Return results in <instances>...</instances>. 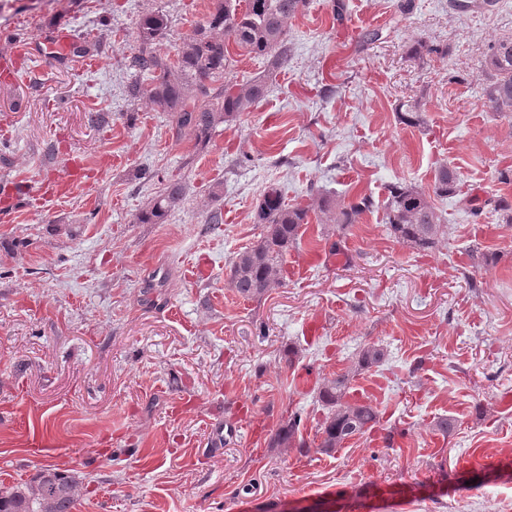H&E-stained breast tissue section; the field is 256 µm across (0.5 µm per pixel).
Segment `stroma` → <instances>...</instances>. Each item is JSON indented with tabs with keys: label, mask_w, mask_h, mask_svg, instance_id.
<instances>
[{
	"label": "stroma",
	"mask_w": 512,
	"mask_h": 512,
	"mask_svg": "<svg viewBox=\"0 0 512 512\" xmlns=\"http://www.w3.org/2000/svg\"><path fill=\"white\" fill-rule=\"evenodd\" d=\"M402 2L307 0L277 70L233 50L229 80L265 75L269 89L202 146L127 90L139 20L166 16L154 50L173 60L212 0H0V60L62 31L98 62L86 72L46 55L0 81V189L64 177L70 155L100 171L0 223V487L54 468L84 486L74 512H512V224L433 193L447 165L461 195L512 197V112L483 96L489 46L512 39V0L482 13ZM173 179L179 208L139 223ZM396 183L429 195L435 248L391 235ZM271 187L292 205L362 192L373 207L339 256L303 225L285 260L308 275L247 300L226 269L260 239ZM215 209L223 223H210ZM201 252L210 272L187 281ZM373 344L384 359L354 388L405 428L401 448L374 433L330 454L269 447L293 413L313 437L319 387ZM240 401L260 436L238 421ZM444 415L457 420L445 438L432 429ZM24 421L49 434L45 454L29 455ZM476 448L505 463L502 479L468 483L458 460ZM413 482L436 497L398 494Z\"/></svg>",
	"instance_id": "obj_1"
}]
</instances>
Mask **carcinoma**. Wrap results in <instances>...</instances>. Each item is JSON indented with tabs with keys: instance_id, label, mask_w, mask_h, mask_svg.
<instances>
[{
	"instance_id": "1",
	"label": "carcinoma",
	"mask_w": 512,
	"mask_h": 512,
	"mask_svg": "<svg viewBox=\"0 0 512 512\" xmlns=\"http://www.w3.org/2000/svg\"><path fill=\"white\" fill-rule=\"evenodd\" d=\"M213 0L204 24L183 42L177 60L171 61L153 50V45L167 35L164 14L143 17L138 24L140 50L131 66L140 74L151 76L147 88L134 82L131 98H146L159 112H169L172 129L180 136L189 133L196 143L209 141L216 127L262 99L267 90L265 77L244 84L215 82L231 67L229 45L257 57H272L271 65L280 68L288 63L290 52L286 26L288 19L306 7V0ZM497 0H450V7L461 11H490ZM488 73L483 96L493 112H512V40L494 43L485 59ZM457 173L440 166L435 173L434 193L455 194ZM183 185L170 182L150 201L140 223L163 224L182 202ZM373 200L359 194L347 204L320 198L317 209L324 224H335L339 247L341 237L360 216L371 210ZM491 210L512 224V202L505 195L489 200ZM308 209L286 203L276 189L267 191L257 208V223L264 233L257 243L239 253L228 265L230 286L243 298H257L279 287L284 279L283 258L299 240V229L307 223ZM386 224L394 237L419 250L434 248L442 232L441 218L424 193L407 184L388 188ZM383 350L375 345L360 349L358 364L381 362ZM355 373L348 370L327 380L317 400L327 413L309 441L300 432L301 416L294 413L282 422L270 440L272 448H297L303 455L315 448L331 453L352 438L363 435L380 424L377 407L368 401H349ZM83 486L76 479L54 469H44L30 482L0 489V512H72Z\"/></svg>"
}]
</instances>
